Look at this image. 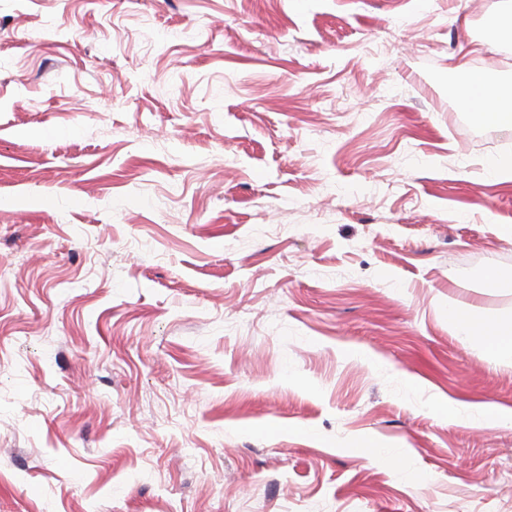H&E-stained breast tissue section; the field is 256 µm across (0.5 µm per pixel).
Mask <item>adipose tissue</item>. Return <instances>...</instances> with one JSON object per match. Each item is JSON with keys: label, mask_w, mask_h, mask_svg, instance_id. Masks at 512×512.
Returning a JSON list of instances; mask_svg holds the SVG:
<instances>
[{"label": "adipose tissue", "mask_w": 512, "mask_h": 512, "mask_svg": "<svg viewBox=\"0 0 512 512\" xmlns=\"http://www.w3.org/2000/svg\"><path fill=\"white\" fill-rule=\"evenodd\" d=\"M454 95L460 108L471 112L474 119L490 118L512 127V86L493 82L484 73L459 66ZM448 324L456 334L495 343L496 353L512 361V319L491 320L476 313L471 305L449 306Z\"/></svg>", "instance_id": "1"}]
</instances>
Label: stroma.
<instances>
[{
  "instance_id": "35a3bbf8",
  "label": "stroma",
  "mask_w": 512,
  "mask_h": 512,
  "mask_svg": "<svg viewBox=\"0 0 512 512\" xmlns=\"http://www.w3.org/2000/svg\"><path fill=\"white\" fill-rule=\"evenodd\" d=\"M511 9L0 0V512H512ZM454 85L460 108L471 112L476 121L491 118L504 127H512V86L493 82L484 73L461 65ZM448 325L456 334L492 340L496 353L505 361H512V319L491 320L473 310L469 304L448 305Z\"/></svg>"
}]
</instances>
